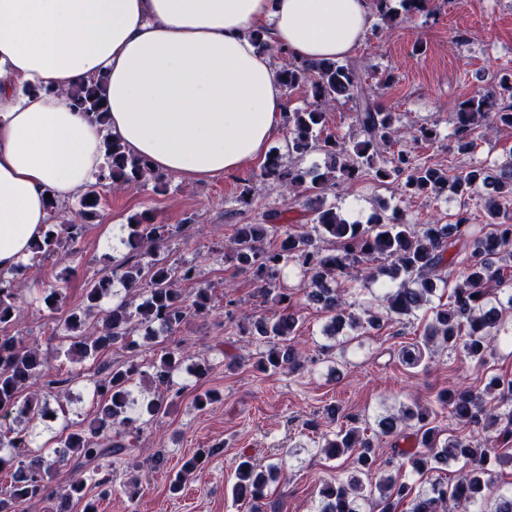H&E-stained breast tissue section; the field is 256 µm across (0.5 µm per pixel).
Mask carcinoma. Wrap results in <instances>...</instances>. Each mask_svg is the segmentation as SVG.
<instances>
[{
  "label": "carcinoma",
  "instance_id": "carcinoma-1",
  "mask_svg": "<svg viewBox=\"0 0 512 512\" xmlns=\"http://www.w3.org/2000/svg\"><path fill=\"white\" fill-rule=\"evenodd\" d=\"M280 75L286 91L302 89L310 101L302 109L284 113L288 157L269 155L262 170L265 179L289 196L301 192L318 199L365 176L379 184L398 182L400 195L407 200L437 197L450 188L459 209L451 224H409L395 209L375 215L369 224H357L342 218L334 207H318L312 210L308 230L284 232L279 246L272 250L265 249L263 241L269 225L280 220V213H266L263 224L235 225L229 258L238 269L251 274L258 284V296L274 299L280 309L272 319L257 318L241 327L244 335L266 347L253 363L255 370L267 373L301 366V354L292 345L298 325L292 312L295 291L281 287L280 282L283 268L290 262L301 275L298 290L329 315L327 339L338 340L345 329H374L384 316L410 322L426 308L430 316L422 338L401 348L402 363L420 367L435 345L451 351L461 348L469 357L484 360L490 343L500 335L503 313L512 309V155L493 174L481 165H472L453 176L415 162L405 150L383 158L380 149L397 134L393 114L377 102V89L389 85L392 74L373 85L356 61L323 59L294 60ZM103 85L99 79L70 95L73 106L100 123L106 120ZM342 101L350 104L356 131L347 140L323 132L326 112ZM486 125L512 128V72L502 74L459 104L454 113L452 150L459 155L472 154L476 130ZM314 152L324 155V165L312 169L301 166L300 160ZM105 158L106 166L78 196L74 220L51 225L33 245L30 260L45 259L67 246L68 254H74L71 246L84 226L98 217L102 201L99 185L104 182L133 185L151 181L154 192L167 191V175L152 172L147 160L127 152L118 141L105 143ZM476 196L485 199L486 224L484 233L475 238L469 201ZM129 222L133 249L158 247L167 238V225L154 223L147 214H136ZM119 269L120 280L138 301L125 299L105 310L101 302L108 293L110 276L88 285L83 306L70 310L63 320L64 329L70 332V344L63 355L71 361L95 360L102 351L114 347L125 353V361L105 367L106 374L94 381L93 396L98 401L94 421L61 434L59 447L50 452L32 450L30 434L9 422L14 413H47V401L40 393L25 392L44 375L45 361L38 348L23 339L0 338V470H12L9 487L0 490V509L8 502L20 512L24 503L44 496L55 472L73 460L76 467L91 471L58 488L57 495L66 501L83 500L88 478L101 487L99 496L111 495L112 459L130 455L142 430L141 418L164 413L166 397H177L183 390L176 385L174 375L182 369L185 356L171 349L151 363L152 381L164 389V395L141 403L133 398L141 364L140 344L132 336L130 324L135 319L148 329L158 323L175 332L191 316L210 310L212 289L203 285L193 295H184L176 285L181 280L197 279L194 266L173 267L141 253L128 257ZM339 277L352 284H378L383 292L384 315L368 306L355 312L347 298L348 290L334 286ZM441 285L451 287L448 302L427 307ZM17 292L15 272L0 271V326L14 321ZM486 392L498 393L497 402L466 389L443 394L439 402L448 408L450 417L468 426L499 427L498 439L507 444L512 441V378L491 377ZM434 420L432 408L417 404L398 415L389 411L379 415L377 425L383 434L413 428L411 447L393 448L382 458L358 420L345 417L336 430L322 435L321 448L330 459L353 456V471L345 481L323 483L316 512H363L364 504L373 498L378 512H397L399 502L408 497L413 498V512H448L450 502L458 512H512V493L487 494L492 484L490 458L500 464L512 463V455L493 456L491 449L474 439H444ZM222 452L223 445L216 444L185 458L170 480L169 492L178 493L190 474ZM460 461L467 473L454 484L436 479L416 492L412 484L398 479L397 471L406 466L422 476ZM377 467L385 470L384 475L374 484L365 482ZM281 469L279 464L259 467L242 456L235 472V498L250 512H263L268 488L277 481Z\"/></svg>",
  "mask_w": 512,
  "mask_h": 512
}]
</instances>
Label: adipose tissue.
I'll return each instance as SVG.
<instances>
[{
    "label": "adipose tissue",
    "mask_w": 512,
    "mask_h": 512,
    "mask_svg": "<svg viewBox=\"0 0 512 512\" xmlns=\"http://www.w3.org/2000/svg\"><path fill=\"white\" fill-rule=\"evenodd\" d=\"M371 0H0V271L121 141L153 171L208 180L265 159L285 90L252 34L304 60L351 54ZM103 77L107 120L68 92ZM40 87L37 95L21 94Z\"/></svg>",
    "instance_id": "adipose-tissue-1"
}]
</instances>
